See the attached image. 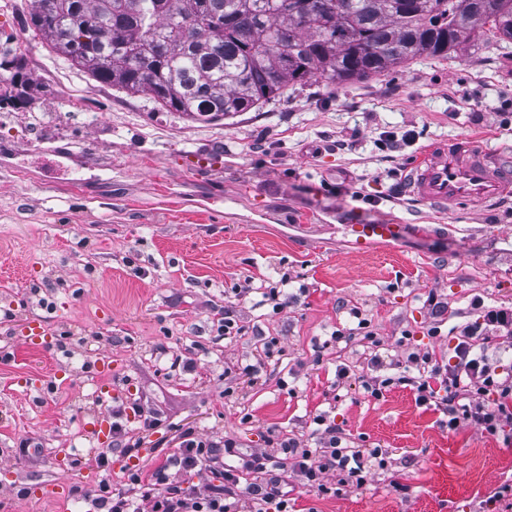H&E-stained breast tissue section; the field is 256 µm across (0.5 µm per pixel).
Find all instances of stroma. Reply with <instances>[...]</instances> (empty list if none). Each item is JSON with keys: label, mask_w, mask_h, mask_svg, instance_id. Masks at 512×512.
<instances>
[{"label": "stroma", "mask_w": 512, "mask_h": 512, "mask_svg": "<svg viewBox=\"0 0 512 512\" xmlns=\"http://www.w3.org/2000/svg\"><path fill=\"white\" fill-rule=\"evenodd\" d=\"M6 47L22 60L33 105L0 109V512H94L104 477L118 484L136 467L196 484L166 465L180 432L232 438L247 457L294 436L317 446L319 413L351 445L386 449V465L360 489L328 475L324 496L290 480L295 512H512V499H492L512 483V429L451 430L407 385L379 397L365 389L399 376L397 360L412 351L451 363L455 326L477 322L483 306L512 307V203L437 215L385 199L393 172L428 144L512 145V44L475 40L370 80L311 81L212 122L97 85L57 59L30 25L28 0H0ZM405 130L414 143L383 161L385 133ZM348 137L351 150H334ZM203 149L221 162L186 169L184 155ZM353 218L401 225V237L356 252ZM285 272L286 311L236 304L244 336L217 335L210 312L225 290ZM362 317L374 338L359 330ZM30 321L46 344L22 343ZM271 337L280 351L268 358ZM103 356L111 374L96 369ZM105 383L162 424L144 432L129 415L141 446L131 457L113 449L103 472L84 424L102 414ZM57 448L71 453L67 473L54 465ZM57 481L64 499L39 498Z\"/></svg>", "instance_id": "stroma-1"}]
</instances>
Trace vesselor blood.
Listing matches in <instances>:
<instances>
[{
  "mask_svg": "<svg viewBox=\"0 0 512 512\" xmlns=\"http://www.w3.org/2000/svg\"><path fill=\"white\" fill-rule=\"evenodd\" d=\"M403 179L408 193L436 213L463 205L488 206L512 196V146L487 147L461 137L422 149L408 163ZM356 250L394 239L400 225L351 222Z\"/></svg>",
  "mask_w": 512,
  "mask_h": 512,
  "instance_id": "1",
  "label": "vessel or blood"
}]
</instances>
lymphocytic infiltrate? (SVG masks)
<instances>
[{
	"mask_svg": "<svg viewBox=\"0 0 512 512\" xmlns=\"http://www.w3.org/2000/svg\"><path fill=\"white\" fill-rule=\"evenodd\" d=\"M456 363L440 364L432 353L409 354L408 363L416 373L405 382L421 404H434L448 417L449 429L467 423L489 432L512 425V375L499 376L478 351L481 340L499 338L512 345V308H485L480 325L462 324L455 329ZM319 434V453L296 438L279 444L277 458L254 455L246 461L247 472L259 474L256 482L241 483L236 468L225 464V457L234 455L236 443L221 441V453L209 451L207 443L197 440L191 430H184L178 450L170 458L171 465L185 471L209 472L210 481L183 486L169 479L164 469L146 474L131 473L118 487L105 483L97 500L100 512H289L285 487L289 475L301 476L316 494L327 493L324 479L328 473L340 476L341 485L357 488L366 483L365 472L370 463L384 464L382 449L362 450L344 444L341 432L323 415L313 419ZM275 467L274 476H267L268 467Z\"/></svg>",
	"mask_w": 512,
	"mask_h": 512,
	"instance_id": "f902f5d3",
	"label": "lymphocytic infiltrate"
}]
</instances>
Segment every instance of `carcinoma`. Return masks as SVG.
<instances>
[{"label": "carcinoma", "instance_id": "carcinoma-1", "mask_svg": "<svg viewBox=\"0 0 512 512\" xmlns=\"http://www.w3.org/2000/svg\"><path fill=\"white\" fill-rule=\"evenodd\" d=\"M291 2L29 0V17L56 57L99 85L193 120L258 110L313 79L335 85L446 57L486 27L512 41V0H324L304 26ZM21 85L13 74L0 106L30 107Z\"/></svg>", "mask_w": 512, "mask_h": 512}]
</instances>
